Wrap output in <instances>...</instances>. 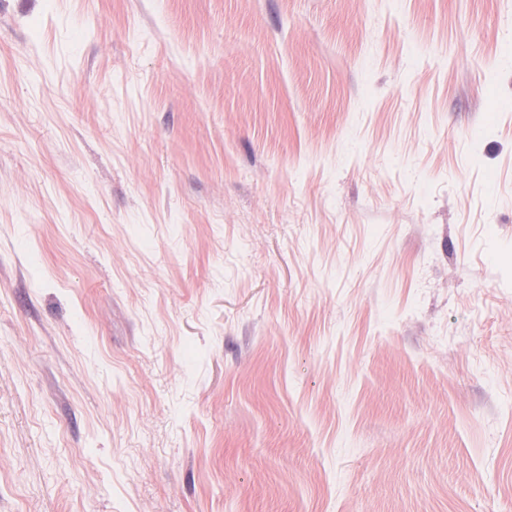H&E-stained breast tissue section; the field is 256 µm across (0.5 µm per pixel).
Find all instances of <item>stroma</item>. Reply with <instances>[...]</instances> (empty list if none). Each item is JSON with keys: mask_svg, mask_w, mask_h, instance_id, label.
Masks as SVG:
<instances>
[{"mask_svg": "<svg viewBox=\"0 0 512 512\" xmlns=\"http://www.w3.org/2000/svg\"><path fill=\"white\" fill-rule=\"evenodd\" d=\"M0 512H512V0H0Z\"/></svg>", "mask_w": 512, "mask_h": 512, "instance_id": "1", "label": "stroma"}]
</instances>
